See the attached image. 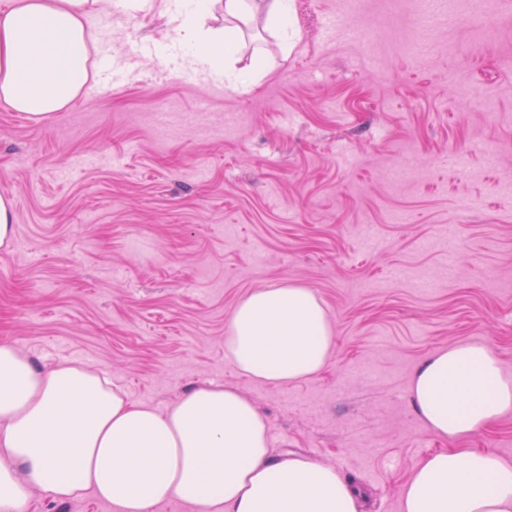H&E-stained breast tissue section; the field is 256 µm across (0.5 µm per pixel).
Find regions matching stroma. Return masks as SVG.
<instances>
[{
  "label": "stroma",
  "mask_w": 512,
  "mask_h": 512,
  "mask_svg": "<svg viewBox=\"0 0 512 512\" xmlns=\"http://www.w3.org/2000/svg\"><path fill=\"white\" fill-rule=\"evenodd\" d=\"M193 2L112 0L90 25L115 79L91 69L101 89L38 122L0 102V195L16 213L0 246V340L41 368L108 374L159 409L206 382L235 387L275 452L335 468L368 512H400L413 469L439 449L512 462V414L454 441L409 397L422 362L459 342L485 343L512 373V196L500 191L512 15L493 44L463 20L435 29L418 60L371 15L373 58L354 42L324 51L338 0H288L300 38L286 55L258 2L240 24L257 43L239 44L234 66L264 69L217 94L223 69L196 64L169 21ZM467 84L483 97L459 94ZM395 165L419 180L391 186ZM289 285L322 302L329 359L288 384L251 380L224 356L231 315L254 290Z\"/></svg>",
  "instance_id": "obj_1"
}]
</instances>
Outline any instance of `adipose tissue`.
Wrapping results in <instances>:
<instances>
[{
	"instance_id": "adipose-tissue-1",
	"label": "adipose tissue",
	"mask_w": 512,
	"mask_h": 512,
	"mask_svg": "<svg viewBox=\"0 0 512 512\" xmlns=\"http://www.w3.org/2000/svg\"><path fill=\"white\" fill-rule=\"evenodd\" d=\"M112 0H11L0 11V101L47 119L74 103L89 78L92 14ZM174 15L202 65L215 67L238 31L203 29ZM333 337L312 291L273 286L237 306L224 352L243 375L288 383L319 373ZM432 432L453 439L512 412V375L480 342L430 355L409 389ZM92 492L118 512H152L164 501L198 512H359L338 472L299 456H274L268 425L237 389L192 388L159 410L129 399L107 377L62 363L44 371L0 342V512H21L31 493L64 502ZM402 512H512V463L490 450L450 448L421 460Z\"/></svg>"
}]
</instances>
